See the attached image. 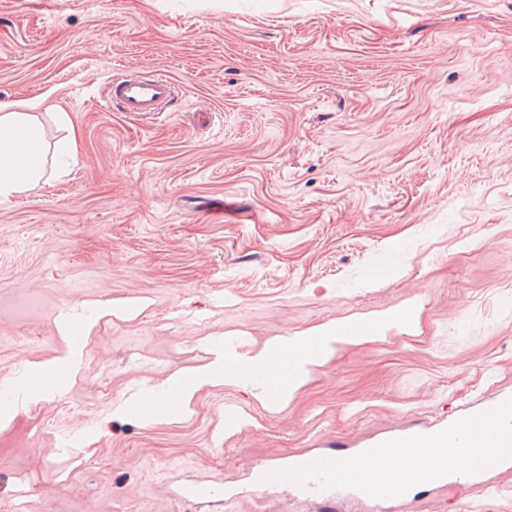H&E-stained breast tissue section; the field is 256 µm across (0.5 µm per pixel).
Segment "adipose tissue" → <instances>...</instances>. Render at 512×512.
<instances>
[{"mask_svg": "<svg viewBox=\"0 0 512 512\" xmlns=\"http://www.w3.org/2000/svg\"><path fill=\"white\" fill-rule=\"evenodd\" d=\"M43 99L0 101V198L21 194L45 175L44 132L33 116ZM347 327L326 326L312 336H281L273 347L247 357L242 370L224 371L223 364L185 375L173 374L160 389L162 403L187 407L205 385L235 384L252 388L255 397L285 401L305 381L306 367L325 360L330 344Z\"/></svg>", "mask_w": 512, "mask_h": 512, "instance_id": "1", "label": "adipose tissue"}]
</instances>
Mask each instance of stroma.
<instances>
[{
    "label": "stroma",
    "mask_w": 512,
    "mask_h": 512,
    "mask_svg": "<svg viewBox=\"0 0 512 512\" xmlns=\"http://www.w3.org/2000/svg\"><path fill=\"white\" fill-rule=\"evenodd\" d=\"M157 70L163 113L108 107L113 77ZM35 96L77 152L0 200V374L76 368L65 393L8 392L0 512H313L245 471L512 395V0H0V99ZM354 323L380 329L288 402L220 385L177 417L114 413L225 342ZM174 471L241 495L180 501ZM497 482L443 512H512Z\"/></svg>",
    "instance_id": "stroma-1"
}]
</instances>
